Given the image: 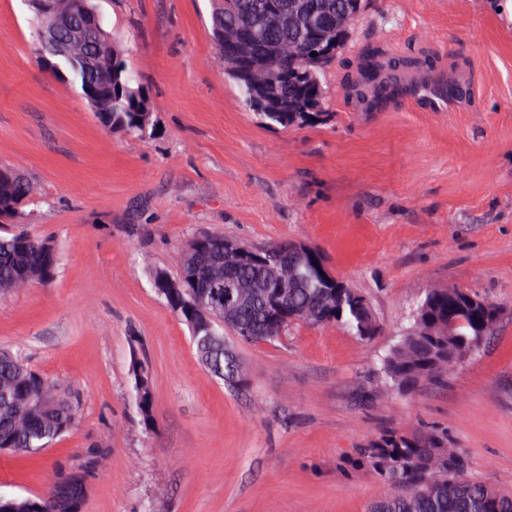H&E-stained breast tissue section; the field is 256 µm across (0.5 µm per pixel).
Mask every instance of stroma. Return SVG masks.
<instances>
[{
	"mask_svg": "<svg viewBox=\"0 0 512 512\" xmlns=\"http://www.w3.org/2000/svg\"><path fill=\"white\" fill-rule=\"evenodd\" d=\"M140 76L155 128L97 121L35 51L26 0H0V165L38 186L23 231L57 244L55 280L0 296V346L66 381L79 421L50 448L0 455V490L32 497L85 467L83 512H367L389 491L346 471L404 427L447 431L467 475L512 492V15L505 0H368L323 73V114L259 122L224 74L210 0H94ZM417 59L415 90L364 106V59ZM210 232L255 247L296 241L370 298L368 346L301 326L275 344L227 338L247 385L211 378L150 275ZM503 309L446 389L379 392L373 371L428 287ZM155 372L153 427L131 399L129 352ZM167 496L156 502L154 490Z\"/></svg>",
	"mask_w": 512,
	"mask_h": 512,
	"instance_id": "stroma-1",
	"label": "stroma"
}]
</instances>
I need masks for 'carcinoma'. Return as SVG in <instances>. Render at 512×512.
Masks as SVG:
<instances>
[{"instance_id":"1","label":"carcinoma","mask_w":512,"mask_h":512,"mask_svg":"<svg viewBox=\"0 0 512 512\" xmlns=\"http://www.w3.org/2000/svg\"><path fill=\"white\" fill-rule=\"evenodd\" d=\"M51 11L35 6L37 38L54 33L68 52L50 71L80 88L108 130L145 137L152 113L139 76L129 68L102 18L87 27L93 0H55ZM214 45L225 74L262 123L284 130L309 123L320 111L321 72L346 45L364 0H211ZM397 82L381 59L361 67L359 91L386 90ZM37 194L35 183L14 170H0V209L21 213ZM220 233L194 236L177 253L179 273L155 270L152 287L184 324L199 364L224 381L246 378L243 365L226 352L224 332L247 343H275L297 325L338 326L369 344L382 326L369 299L357 288L321 270L313 249L295 261L296 288L277 287L283 244L255 249L256 258L224 271ZM60 265L56 245L24 233L0 236V295L20 285L52 282ZM501 317L499 307L470 288H428L410 309L408 326L378 355L377 386L390 395H410L423 385L448 386L441 360L477 355ZM129 377L138 412L153 424L151 365L132 351ZM78 405L68 385L34 371L19 352L0 349V453L27 455L49 448L73 428ZM354 465L378 472L390 492L368 512H512V494L469 478L459 449L442 431H389L371 440ZM37 499L0 492V512H38Z\"/></svg>"}]
</instances>
